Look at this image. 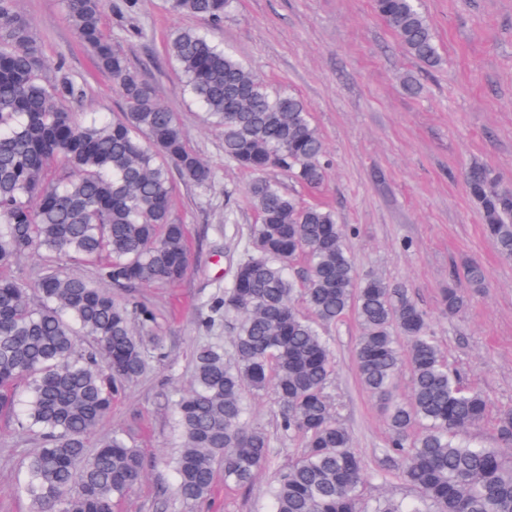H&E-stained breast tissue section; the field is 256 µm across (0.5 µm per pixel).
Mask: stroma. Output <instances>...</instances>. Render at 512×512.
Listing matches in <instances>:
<instances>
[{"instance_id":"1","label":"stroma","mask_w":512,"mask_h":512,"mask_svg":"<svg viewBox=\"0 0 512 512\" xmlns=\"http://www.w3.org/2000/svg\"><path fill=\"white\" fill-rule=\"evenodd\" d=\"M13 5L41 48L46 77L64 67L85 89L84 110L108 116L122 111L111 76L95 67L68 22L64 0ZM422 9L443 57L431 70L398 49L373 0H235L218 25L173 13L167 0H137L133 6L108 0L105 33L158 88L188 147L216 173L206 188L174 182L173 216L185 224L191 250L182 280L131 288L101 284L120 302L152 308L153 331L169 351L165 361H150L124 387L88 439L93 448L112 432L123 433L145 458L146 478L115 501L113 512H270L268 484L299 446L280 437L274 392L248 393L250 418L275 448L253 486L226 487L218 463L209 499L189 505L177 493L172 460L182 438L174 402L193 381L200 347L232 346L235 321L213 313L212 306L223 297L257 221L245 197L250 174L225 161L221 127L183 93L181 75L166 54L168 37L182 28L209 32L270 87L303 99L330 165L319 190L286 177L283 187L329 204L346 226L345 245L358 271L406 288L428 312L449 368L490 404L487 419L469 429V437L512 461V441L497 426L499 412L512 409V259L502 258L486 238L462 176L478 162L512 187V0H422ZM409 75L422 85L420 94L404 90ZM471 263L486 271L482 287H471L463 277ZM448 287L460 289L464 299L453 316L440 308ZM323 334L336 364L328 391L365 463L363 499H413L389 451L384 415L358 381L355 316ZM41 445L37 430L0 410V512H31L23 478L29 456Z\"/></svg>"}]
</instances>
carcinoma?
<instances>
[{"label":"carcinoma","instance_id":"cac0c4a2","mask_svg":"<svg viewBox=\"0 0 512 512\" xmlns=\"http://www.w3.org/2000/svg\"><path fill=\"white\" fill-rule=\"evenodd\" d=\"M12 2L0 0V267L28 255L46 262L67 256L96 264V276L117 286L178 281L190 254L184 226L171 216L172 172L206 187L214 170L187 149L157 88L103 34L106 0H65V9L97 67L115 82L123 110L112 120L83 116L84 87L62 67L43 80L44 63ZM233 3L169 0L172 11L214 24ZM374 9L408 56L439 65L420 0H374ZM166 51L184 91L223 128L225 160L254 175L246 193L258 217L250 230L256 253L237 264L212 306L238 318L233 353L200 348L192 386L175 402L180 498L198 503L210 495L217 460L226 485L253 483L272 450L268 434L247 419L244 395L271 387L282 435L302 444L274 480L273 512H512V464L496 448L460 439L485 419L488 402L448 369L427 312L407 290L359 274L334 210L305 203L267 177L278 169L312 189L324 180L325 143L304 101L269 90L252 67L198 29L173 32ZM464 180L488 239L512 259V188L477 163ZM298 256L307 262L301 281L290 273ZM32 288L39 308L29 303ZM299 297L307 316L295 306ZM462 306L457 289L443 293L446 313ZM350 312L361 328L359 382L383 407L401 477L419 493L414 503L361 499L365 466L327 392L335 365L320 331ZM154 321L148 306L119 303L63 270L31 287L0 276V407L12 406L9 390L28 379L24 421L43 437L23 485L32 512H112L114 499L144 479V460L122 434L93 450L86 438L115 393L138 379L149 359L166 357L162 337L144 339ZM78 335L95 347L78 349ZM404 363L407 400L394 389Z\"/></svg>","mask_w":512,"mask_h":512}]
</instances>
